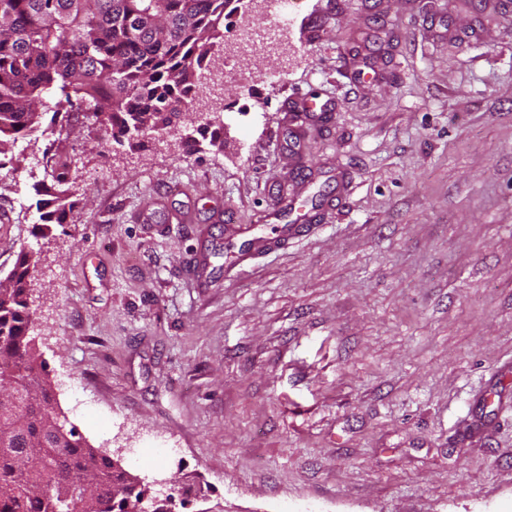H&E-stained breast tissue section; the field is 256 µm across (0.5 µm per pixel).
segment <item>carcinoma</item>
<instances>
[{
    "mask_svg": "<svg viewBox=\"0 0 512 512\" xmlns=\"http://www.w3.org/2000/svg\"><path fill=\"white\" fill-rule=\"evenodd\" d=\"M231 0H0V156L39 126L44 114L75 109L119 145L140 146L138 126L168 128L199 100L198 77ZM161 14L157 26L129 28V14ZM38 210L47 229L76 207L68 165L51 170ZM30 255H18L0 287V383L19 394L0 416V512H151L185 501L155 500L128 480L103 448L87 443L60 411L29 338ZM65 432L50 431L53 423ZM98 480L82 500L79 485Z\"/></svg>",
    "mask_w": 512,
    "mask_h": 512,
    "instance_id": "1",
    "label": "carcinoma"
}]
</instances>
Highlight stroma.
Segmentation results:
<instances>
[{
  "mask_svg": "<svg viewBox=\"0 0 512 512\" xmlns=\"http://www.w3.org/2000/svg\"><path fill=\"white\" fill-rule=\"evenodd\" d=\"M297 2L223 147L191 109L135 150L79 112L19 141L0 279L32 251L59 407L185 512H512V0ZM49 182H44L41 195L46 196L40 200L38 210L42 229H49L51 224H67L70 214L76 207L70 184V174L67 163H61L52 168Z\"/></svg>",
  "mask_w": 512,
  "mask_h": 512,
  "instance_id": "1",
  "label": "stroma"
}]
</instances>
